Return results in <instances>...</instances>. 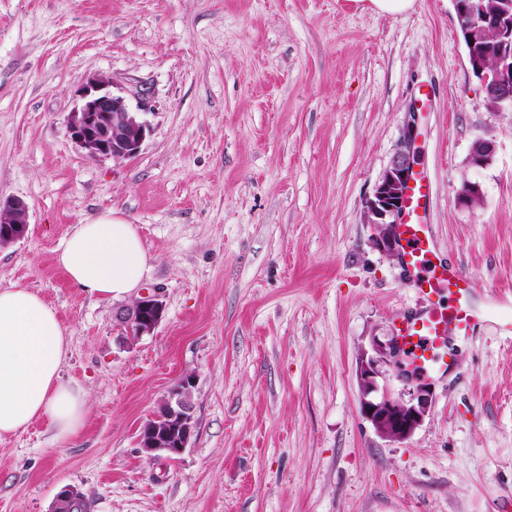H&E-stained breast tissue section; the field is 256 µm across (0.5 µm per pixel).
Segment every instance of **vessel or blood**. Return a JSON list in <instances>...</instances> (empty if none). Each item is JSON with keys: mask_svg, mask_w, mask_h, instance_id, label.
Segmentation results:
<instances>
[{"mask_svg": "<svg viewBox=\"0 0 512 512\" xmlns=\"http://www.w3.org/2000/svg\"><path fill=\"white\" fill-rule=\"evenodd\" d=\"M430 184L415 176L405 200V212L398 233L404 270L416 280L414 310L399 318L398 338L408 348L422 374L446 373L454 359L446 342L448 332L467 335L479 318L472 307L475 282L464 277L455 266L439 259L425 224ZM447 292L448 303H433V295Z\"/></svg>", "mask_w": 512, "mask_h": 512, "instance_id": "b4317fda", "label": "vessel or blood"}]
</instances>
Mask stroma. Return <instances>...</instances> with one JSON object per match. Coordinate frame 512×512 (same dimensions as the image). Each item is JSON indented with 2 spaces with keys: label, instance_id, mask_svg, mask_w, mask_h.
<instances>
[{
  "label": "stroma",
  "instance_id": "stroma-1",
  "mask_svg": "<svg viewBox=\"0 0 512 512\" xmlns=\"http://www.w3.org/2000/svg\"><path fill=\"white\" fill-rule=\"evenodd\" d=\"M92 78L149 123L134 159L72 143ZM414 101L429 232L497 317L449 332L453 371L392 441L360 411L358 366L415 284L365 202ZM466 181L478 204L458 201ZM0 197L29 220L0 248V289L56 310L62 379L89 397L71 440L43 420L0 438V512H50L67 485L91 512H512V109L486 108L451 0L398 16L353 0H0ZM106 212L135 225L141 289L166 306L129 345L114 302L56 263L70 226ZM189 373L192 444L147 458L140 430Z\"/></svg>",
  "mask_w": 512,
  "mask_h": 512
}]
</instances>
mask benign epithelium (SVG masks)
Wrapping results in <instances>:
<instances>
[{
    "label": "benign epithelium",
    "instance_id": "obj_1",
    "mask_svg": "<svg viewBox=\"0 0 512 512\" xmlns=\"http://www.w3.org/2000/svg\"><path fill=\"white\" fill-rule=\"evenodd\" d=\"M463 30L475 35L492 28L499 35L496 65L482 66L476 75L485 94L492 98L491 110L512 108V0H494L482 14L470 12V5L452 0ZM80 103L66 118V128L74 145L86 157L123 162L136 157L148 131V125L132 111L126 99L109 89L103 79L92 78L80 89ZM490 141H480L479 149H471L470 163L481 167L492 157ZM418 106L411 104L397 149L389 165L366 200L367 223L381 228L376 246L385 253L399 251L396 227L404 215L408 185L417 174ZM28 206L17 197L0 198V247L14 244L28 234ZM165 315V304L157 292L146 293L129 305L112 313L121 338L132 344L150 336ZM402 348L396 337L372 344V354L364 355L359 365L361 413L375 430L394 441L411 436L429 414L433 391L424 377L401 361ZM403 384L399 397L389 389V380ZM195 376H182L164 395L163 411L144 424L139 434L143 454L153 458L164 455L174 459L190 447L195 421L192 413V388ZM86 496L73 486H65L56 494L55 512H70L82 505Z\"/></svg>",
    "mask_w": 512,
    "mask_h": 512
}]
</instances>
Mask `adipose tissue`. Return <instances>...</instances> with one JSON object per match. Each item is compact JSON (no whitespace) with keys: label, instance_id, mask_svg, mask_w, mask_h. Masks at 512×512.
<instances>
[{"label":"adipose tissue","instance_id":"ef3b65f1","mask_svg":"<svg viewBox=\"0 0 512 512\" xmlns=\"http://www.w3.org/2000/svg\"><path fill=\"white\" fill-rule=\"evenodd\" d=\"M56 263L82 291L101 300L131 297L151 268L134 225L103 215L72 225ZM68 331L56 311L21 285L0 289V438L46 421L56 440L79 434L88 394L65 384Z\"/></svg>","mask_w":512,"mask_h":512}]
</instances>
